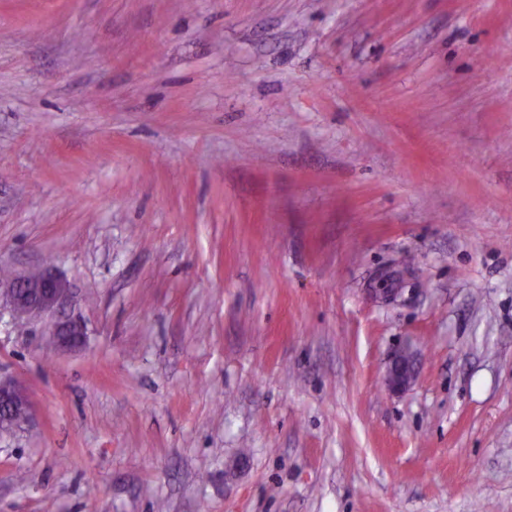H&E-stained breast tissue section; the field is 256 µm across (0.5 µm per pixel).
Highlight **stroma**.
<instances>
[{"instance_id":"stroma-1","label":"stroma","mask_w":512,"mask_h":512,"mask_svg":"<svg viewBox=\"0 0 512 512\" xmlns=\"http://www.w3.org/2000/svg\"><path fill=\"white\" fill-rule=\"evenodd\" d=\"M44 265L0 512H512V0H0ZM53 336L59 348L67 349L81 343L85 336V328L80 321L68 319L54 327ZM406 351L397 352L388 368L385 382L392 391L406 390L413 382L414 370L412 371Z\"/></svg>"}]
</instances>
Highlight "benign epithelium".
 Returning <instances> with one entry per match:
<instances>
[{
	"label": "benign epithelium",
	"mask_w": 512,
	"mask_h": 512,
	"mask_svg": "<svg viewBox=\"0 0 512 512\" xmlns=\"http://www.w3.org/2000/svg\"><path fill=\"white\" fill-rule=\"evenodd\" d=\"M69 288L64 280L47 272L17 277L0 288V301L16 313L38 316L53 312L69 299ZM58 347L67 349L81 343L85 328L76 319L58 323L53 329ZM414 371L408 361V353L394 355L385 382L392 391H403L413 382ZM31 404L28 395L11 380L0 379V414L11 426H18L30 417Z\"/></svg>",
	"instance_id": "1"
}]
</instances>
